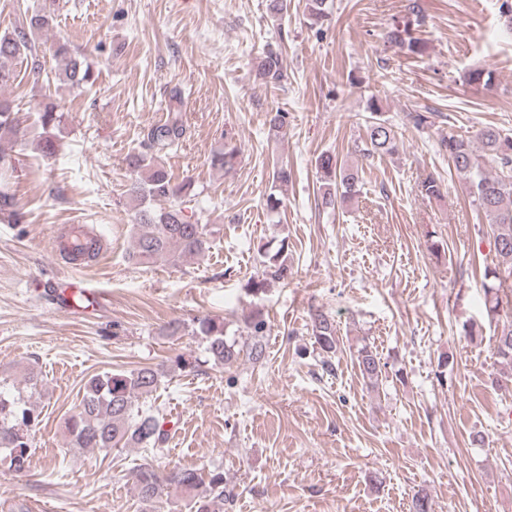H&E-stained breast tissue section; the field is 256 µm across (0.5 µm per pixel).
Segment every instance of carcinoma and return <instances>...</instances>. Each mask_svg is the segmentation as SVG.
<instances>
[{
    "mask_svg": "<svg viewBox=\"0 0 512 512\" xmlns=\"http://www.w3.org/2000/svg\"><path fill=\"white\" fill-rule=\"evenodd\" d=\"M52 21L51 14L35 11L26 14L0 36V88L15 81V71L9 63L28 57H37L39 34ZM390 43L409 52L419 54L423 44L412 36L410 24L396 23L387 31ZM56 55L65 60L64 67L55 78L76 89L95 82L93 72L84 61L71 56L68 48L58 46ZM256 77L280 81L285 77L281 53L268 49L256 65ZM496 80L495 71L487 67L468 72L471 84L489 88ZM367 139L362 154L394 155L398 143L393 125L384 118L377 105L370 107ZM63 114L46 106L36 111L34 125L40 129L41 155L49 158L56 153L55 129L60 127ZM28 126L7 101L0 102V135L18 139L26 135ZM186 128L174 117L167 123L150 129L144 143L146 151L128 156V166L135 177L127 189L128 198L135 204L139 223L134 225L132 259L154 262L163 259L177 264L186 258L198 256L208 249L207 225L201 223L205 208L199 193L189 180L176 182L157 162L158 154L179 144ZM233 137H225L223 147L210 156V164L219 169L234 168L239 149L232 144ZM439 151L448 157L458 174L464 177L471 203L484 214L494 241L492 255L484 260L482 288L488 310L497 311L500 289L512 279V134L485 126L470 137L448 135L439 142ZM321 174V206L335 209L359 192L358 171L338 162L335 154L323 153L315 160ZM15 169L13 155L0 150V221L22 224L26 213L19 208L10 182ZM166 206L155 209L154 202ZM288 283V258L285 246L266 256L262 270L249 278L247 290L262 294L276 285ZM314 344L325 354L336 352L339 339L336 324L320 309L310 314ZM224 321L205 317L198 321L199 334L206 339V350L214 364L226 365L240 356L258 361L263 356L260 337L267 329L266 320L258 313L249 323L254 341L238 348L224 338ZM498 357L512 362V324L501 330L495 340ZM355 361L365 382L371 387L378 384L386 373V365L378 353L365 341L355 346ZM166 372L161 368L144 367L130 371L110 370L89 376L82 387L81 397L64 419V430L72 448L110 450L112 448H146L162 450L167 432L160 410L142 409L136 401L149 398L157 392ZM43 411L30 401L17 398L0 390V449L6 452L10 468L25 474L31 466V437L43 422ZM132 483L143 504L153 508L162 501L166 490L175 488L189 498L194 512H223L224 472L213 470L208 475L194 468L175 467L163 472L151 460L136 466L131 472Z\"/></svg>",
    "mask_w": 512,
    "mask_h": 512,
    "instance_id": "obj_1",
    "label": "carcinoma"
}]
</instances>
